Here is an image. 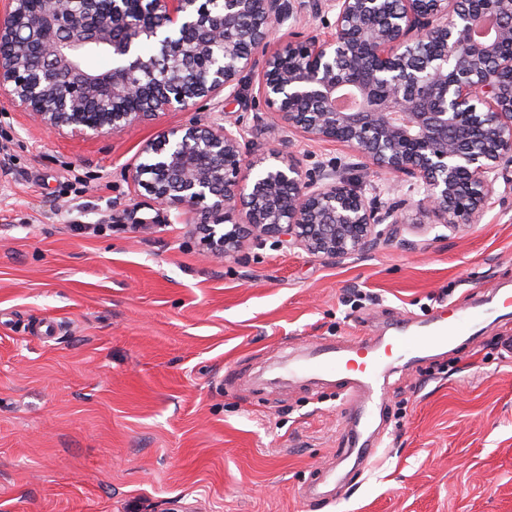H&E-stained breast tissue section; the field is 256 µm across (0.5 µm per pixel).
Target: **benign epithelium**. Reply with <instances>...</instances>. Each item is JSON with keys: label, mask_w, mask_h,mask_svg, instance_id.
<instances>
[{"label": "benign epithelium", "mask_w": 512, "mask_h": 512, "mask_svg": "<svg viewBox=\"0 0 512 512\" xmlns=\"http://www.w3.org/2000/svg\"><path fill=\"white\" fill-rule=\"evenodd\" d=\"M335 12L330 35L271 48L302 10ZM481 0H6L0 109L54 131L119 132L161 112L238 100L256 76L266 131L342 144L366 167L417 179L413 214L383 208L336 167L303 172L292 155L251 158L240 125L173 127L143 148L132 181L157 203L200 216L217 256L273 238L328 259L363 251L382 224L456 228L480 217L512 166V24L478 42ZM152 53L143 51L144 45ZM104 51L89 70L82 54ZM361 106L336 108L338 93ZM224 225L220 231L217 226Z\"/></svg>", "instance_id": "1"}]
</instances>
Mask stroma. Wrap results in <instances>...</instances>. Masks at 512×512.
<instances>
[{"instance_id":"1","label":"stroma","mask_w":512,"mask_h":512,"mask_svg":"<svg viewBox=\"0 0 512 512\" xmlns=\"http://www.w3.org/2000/svg\"><path fill=\"white\" fill-rule=\"evenodd\" d=\"M266 117L254 79L223 112L92 139L0 112V512H512V308L388 368L362 469L337 376L287 368L512 289V171L454 231L392 224L336 262L270 240L213 257L130 178L172 127L237 122L254 153L336 165L386 205L422 196L341 144L270 142Z\"/></svg>"}]
</instances>
